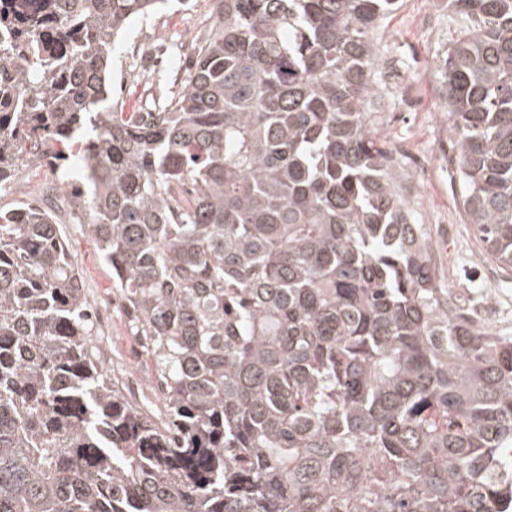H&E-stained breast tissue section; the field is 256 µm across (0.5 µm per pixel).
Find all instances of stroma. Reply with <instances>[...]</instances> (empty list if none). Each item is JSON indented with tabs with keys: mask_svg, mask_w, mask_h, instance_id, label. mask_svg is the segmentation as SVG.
Here are the masks:
<instances>
[{
	"mask_svg": "<svg viewBox=\"0 0 512 512\" xmlns=\"http://www.w3.org/2000/svg\"><path fill=\"white\" fill-rule=\"evenodd\" d=\"M211 24L208 0H196L190 8L171 0L156 15L133 21L112 55V78L117 82L113 98L145 94L148 74L168 72L172 60L182 55L181 43ZM461 26L446 0H401L385 20L378 40L390 76L380 82L379 90L389 106L378 130L412 175L407 201L431 229L440 280L462 304L477 311L482 326L512 335V278L501 276L487 262L459 206L454 132L439 91L438 59ZM55 171L50 163L21 171L0 186V208L40 201L43 180ZM57 218L78 264L85 298L97 311L94 347L115 389L156 424H164L166 410L150 387L154 364L133 335L112 275L83 228L86 216L63 202Z\"/></svg>",
	"mask_w": 512,
	"mask_h": 512,
	"instance_id": "35a3bbf8",
	"label": "stroma"
}]
</instances>
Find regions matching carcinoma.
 <instances>
[{
    "instance_id": "1",
    "label": "carcinoma",
    "mask_w": 512,
    "mask_h": 512,
    "mask_svg": "<svg viewBox=\"0 0 512 512\" xmlns=\"http://www.w3.org/2000/svg\"><path fill=\"white\" fill-rule=\"evenodd\" d=\"M176 98L109 101L161 0L0 11V184L76 151L158 426L92 352L53 210L0 211V512H512V336L435 273L378 132L398 0H209ZM461 207L512 275V0H448Z\"/></svg>"
}]
</instances>
